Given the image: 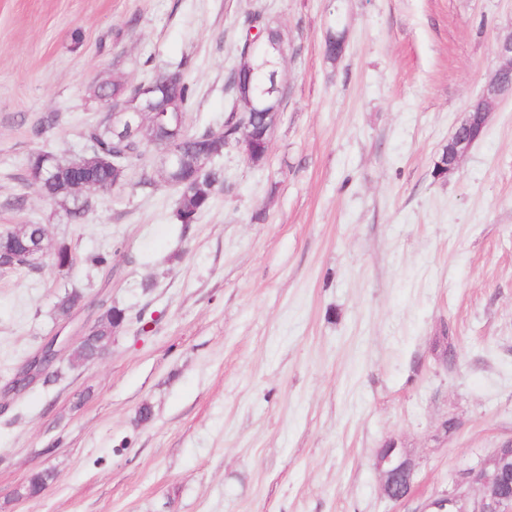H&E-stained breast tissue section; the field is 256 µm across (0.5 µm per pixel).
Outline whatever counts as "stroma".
<instances>
[{"instance_id":"1","label":"stroma","mask_w":512,"mask_h":512,"mask_svg":"<svg viewBox=\"0 0 512 512\" xmlns=\"http://www.w3.org/2000/svg\"><path fill=\"white\" fill-rule=\"evenodd\" d=\"M256 12L288 56L282 112L264 164L218 159L198 223L136 169L80 224L22 181L32 151L80 154L103 83L180 68L192 126L220 128ZM510 33L512 0H0V231L45 225L74 256L0 270V512H421L511 441L512 98L434 174ZM107 300L130 319L101 357L10 390ZM390 443L416 463L398 502L375 466Z\"/></svg>"}]
</instances>
